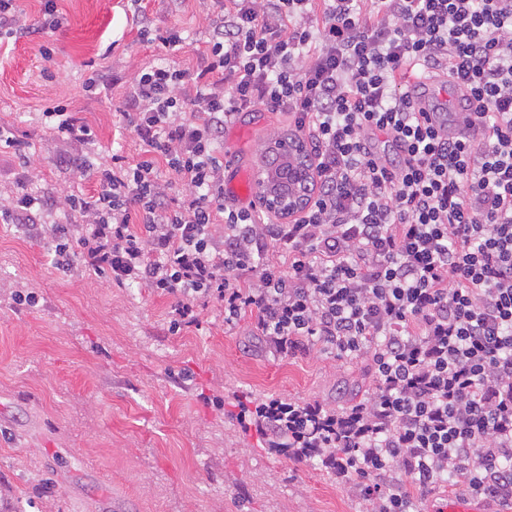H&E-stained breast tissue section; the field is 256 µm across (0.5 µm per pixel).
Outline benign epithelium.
<instances>
[{
    "label": "benign epithelium",
    "instance_id": "benign-epithelium-1",
    "mask_svg": "<svg viewBox=\"0 0 512 512\" xmlns=\"http://www.w3.org/2000/svg\"><path fill=\"white\" fill-rule=\"evenodd\" d=\"M270 150L284 156L287 163L279 170L265 172V192L259 196L260 202L276 216L293 218L313 199L314 168L303 144L295 138H278Z\"/></svg>",
    "mask_w": 512,
    "mask_h": 512
}]
</instances>
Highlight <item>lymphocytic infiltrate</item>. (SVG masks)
<instances>
[{
  "label": "lymphocytic infiltrate",
  "instance_id": "lymphocytic-infiltrate-1",
  "mask_svg": "<svg viewBox=\"0 0 512 512\" xmlns=\"http://www.w3.org/2000/svg\"><path fill=\"white\" fill-rule=\"evenodd\" d=\"M420 74L458 95L445 127L412 101ZM125 107L131 162L46 112L59 162L98 188L46 192L27 170L0 222L66 275L174 298L170 331L213 306L229 326L253 315L275 357L367 360L374 388L344 409L271 397L236 415L366 512H421L451 477L512 504V0H228L204 65L141 69ZM259 107L291 115L317 169L285 224L224 202V130Z\"/></svg>",
  "mask_w": 512,
  "mask_h": 512
}]
</instances>
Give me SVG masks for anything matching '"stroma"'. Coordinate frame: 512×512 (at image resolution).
Here are the masks:
<instances>
[{
	"label": "stroma",
	"mask_w": 512,
	"mask_h": 512,
	"mask_svg": "<svg viewBox=\"0 0 512 512\" xmlns=\"http://www.w3.org/2000/svg\"><path fill=\"white\" fill-rule=\"evenodd\" d=\"M61 27L0 43V124L23 154L0 152V198L25 165L38 188L91 192L55 157L60 149L39 112L61 103L96 131L103 157L135 160L121 114L139 68L196 67L209 52L214 0H58ZM179 27L176 47L147 43L143 23ZM286 116L239 113L224 132L225 168L253 169ZM29 287L37 307L15 305ZM172 299L114 288L96 275L57 271L45 242L0 223V504L11 512H363L364 504L311 462L267 452L233 414L238 397L275 395L341 408L365 398L373 377L360 360L325 352L274 357L252 335L251 316L226 326L218 310L201 329L168 330ZM220 393L223 409L203 395Z\"/></svg>",
	"instance_id": "stroma-1"
}]
</instances>
